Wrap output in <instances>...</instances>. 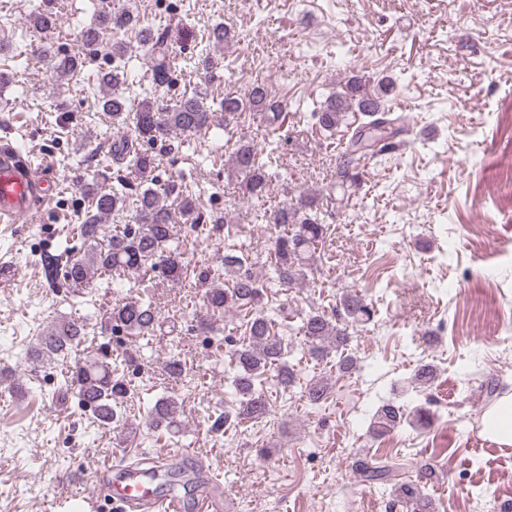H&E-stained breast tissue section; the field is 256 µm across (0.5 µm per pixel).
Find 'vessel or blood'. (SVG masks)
<instances>
[{
  "mask_svg": "<svg viewBox=\"0 0 512 512\" xmlns=\"http://www.w3.org/2000/svg\"><path fill=\"white\" fill-rule=\"evenodd\" d=\"M57 193L53 177L42 168L23 162L17 149L0 147V223L28 221L37 205L50 203ZM110 469L93 473L85 502L89 512L108 506L110 512H182L184 499L179 492L160 494L154 474L123 469L118 480H111ZM195 512H224V489L207 471H200L193 492Z\"/></svg>",
  "mask_w": 512,
  "mask_h": 512,
  "instance_id": "obj_1",
  "label": "vessel or blood"
}]
</instances>
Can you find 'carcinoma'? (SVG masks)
<instances>
[{
	"instance_id": "obj_1",
	"label": "carcinoma",
	"mask_w": 512,
	"mask_h": 512,
	"mask_svg": "<svg viewBox=\"0 0 512 512\" xmlns=\"http://www.w3.org/2000/svg\"><path fill=\"white\" fill-rule=\"evenodd\" d=\"M58 16L49 7L32 18V24L41 31L56 27ZM137 20L127 11H105L98 16L97 23L82 34L88 47L98 44L102 31L106 29L128 31L136 29ZM139 41L148 46L152 63L154 87L170 86L174 57L163 34L154 35L147 29L138 31ZM235 38V31L224 25L208 30L206 41L216 45L228 44ZM82 65L76 55L59 58L54 67L59 77L72 76ZM122 64H112V69L101 74L100 85L103 96L102 111L112 117V124L127 128L131 136L123 137L112 144V161L128 168L145 170L152 164L148 150L163 144L175 133H195L207 127L210 113L204 106L203 97L195 93L181 98L170 108L159 109L148 99L131 107V99L116 92L126 83ZM394 83L388 79L378 80L369 88L361 77H352L345 90L331 95L314 113L317 124L331 131L341 125L350 112H360L368 121L353 132L345 148V159L338 169L340 196L329 193V201L339 205L349 202L356 180L349 172V164L355 155L377 154L393 147L395 140L404 132L403 118L386 104V98ZM224 125L250 111L260 115L266 126L276 128L285 121L283 103L271 97L263 82H254L245 97L233 93L224 96ZM232 170L241 177L242 194L262 200L270 182L272 162L262 163L254 145L241 141L230 155ZM83 190L92 195L91 208L83 223L80 235L89 242L87 251L73 256L67 251L43 257V266L48 278H61L69 288L80 290L86 287L96 274L112 271L129 272L139 276L160 273L172 283L187 279L198 282L208 280L206 268L189 269L181 246L175 240L171 225L170 198L178 200L181 213L194 227H199L201 218L195 215V200L184 194L175 183H169L159 192L147 187L132 193L127 176L118 172L112 176V191L98 192L94 183L83 184ZM320 198L316 195L302 196L296 201L286 202L271 210H258L255 220L278 228L269 253L271 276L259 279L253 272L254 258L242 250L224 255V280L227 287L209 288L204 295L206 311L218 315L232 311L245 312L244 339L237 341L224 337L229 344L233 376L231 386L238 396L234 411H226L216 419L224 429L236 427L245 421L265 417L271 408L269 396L264 388L267 375L273 373L278 382L289 386L294 382V370L288 364V347L274 332V320L265 311L267 289L273 285L288 288L306 279L307 270L316 249L327 233L328 227L318 215ZM132 210V224H115L113 228L102 220L113 214ZM376 310L372 303L355 291H346L339 305L330 313L316 311L301 319L299 333L309 343V352L324 356L329 350H346L350 336L348 328L366 325L374 320ZM113 326L130 336H148L161 327L158 312L151 301L129 298L112 308ZM85 336V325L78 321L60 322L36 337L35 343L25 354L48 365L65 361ZM78 397L82 408L99 426H110L123 420L122 404L129 393L125 377L112 367L106 354L87 355L66 367L57 385V396L68 393ZM180 406L173 397L157 399L151 406L148 418L155 430L175 431L180 425ZM426 427L431 422L430 411L419 407L413 415L393 403L386 402L375 412L370 433L384 436L402 423ZM411 468L406 460L398 457L379 456L357 461L356 469L362 481L370 485H389L400 512H436L425 486L435 477L434 469L427 463L417 466L418 480L404 479L405 470Z\"/></svg>"
}]
</instances>
